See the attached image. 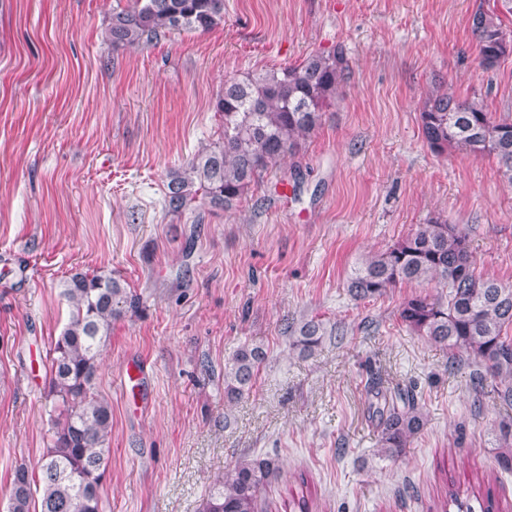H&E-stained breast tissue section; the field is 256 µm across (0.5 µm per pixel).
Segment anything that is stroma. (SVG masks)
<instances>
[{"mask_svg":"<svg viewBox=\"0 0 512 512\" xmlns=\"http://www.w3.org/2000/svg\"><path fill=\"white\" fill-rule=\"evenodd\" d=\"M129 0H0V512L15 468L50 440L46 375L78 270L141 297L113 321L97 391L112 406L103 512H197L245 455L280 462L265 502L299 472L316 512H430L496 463L504 410L473 407L466 353L408 330L409 283L354 301L347 279L430 218L468 234L477 274L512 282V185L494 159L433 152L421 136L443 84L512 119V55L480 67L469 17L495 0H224L200 33L113 45ZM345 46L352 76L300 150L232 209L173 214L167 174L219 140L224 82ZM190 264V277L179 270ZM347 329L309 356L285 323ZM267 353L252 388L224 396L238 348ZM413 387L427 423L405 455H376L365 385Z\"/></svg>","mask_w":512,"mask_h":512,"instance_id":"obj_1","label":"stroma"}]
</instances>
